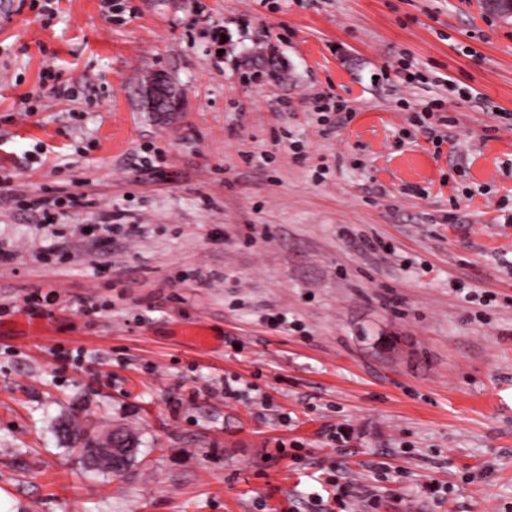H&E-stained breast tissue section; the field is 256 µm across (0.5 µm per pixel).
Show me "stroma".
<instances>
[{"label": "stroma", "mask_w": 512, "mask_h": 512, "mask_svg": "<svg viewBox=\"0 0 512 512\" xmlns=\"http://www.w3.org/2000/svg\"><path fill=\"white\" fill-rule=\"evenodd\" d=\"M11 2L14 512H367L373 495L377 512H512V17L484 0ZM270 50L282 78L243 62ZM158 73L179 111L144 110ZM421 112L448 116L452 144ZM61 182L96 204L49 229L25 203ZM107 213L138 235L74 236ZM68 419L136 430V462L90 470Z\"/></svg>", "instance_id": "35a3bbf8"}]
</instances>
